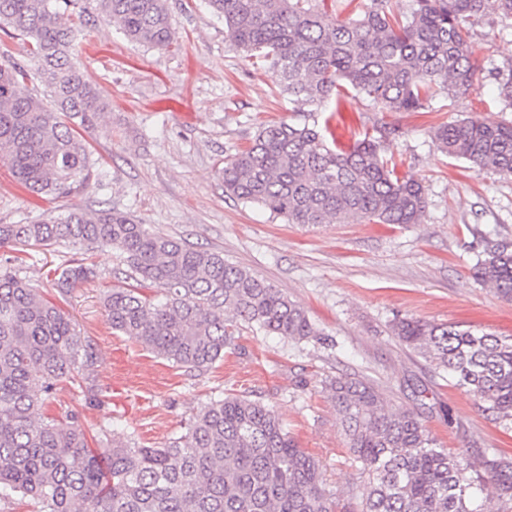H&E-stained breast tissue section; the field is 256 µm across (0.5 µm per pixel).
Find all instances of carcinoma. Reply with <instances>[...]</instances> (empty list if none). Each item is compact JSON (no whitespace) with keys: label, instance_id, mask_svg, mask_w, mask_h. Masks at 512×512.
Returning a JSON list of instances; mask_svg holds the SVG:
<instances>
[{"label":"carcinoma","instance_id":"obj_1","mask_svg":"<svg viewBox=\"0 0 512 512\" xmlns=\"http://www.w3.org/2000/svg\"><path fill=\"white\" fill-rule=\"evenodd\" d=\"M78 0H0V29L29 45V64H0V160L31 192L76 196L94 179L92 153L70 127L108 108L77 66L83 29L64 16ZM96 17L131 42L169 47L167 0H91ZM224 21V40L267 63L277 85L316 112L334 101H368L378 112H423L445 93L471 90L469 38L492 7L512 18V0H368L339 19L322 0H205ZM498 87L512 110V65ZM50 103L27 87L31 74ZM307 121L260 126L224 159V195L257 204L289 224H420L424 186L382 156L388 132L332 148ZM431 138L445 154L480 170L512 174V123L457 120ZM67 241L112 247L136 286L103 298L112 330L189 371H204L234 346L243 326L296 342L320 332L306 311L270 282L216 251L196 249L110 207L75 206L30 224H0V247ZM94 276L83 260L61 269L59 293ZM474 276L512 300V245L497 243ZM156 288L159 295L144 290ZM391 332L408 349L473 392L493 420L512 427V338L453 324L399 319ZM97 352L76 323L11 266L0 265V500L15 495L39 512H335L317 462L284 428L274 406L228 394L212 399L165 448L88 437L77 417L40 416L57 382L70 379L97 400ZM363 479L360 512H512V458L482 455L473 475L464 451L441 447L420 414L392 408L359 377L324 381ZM97 447L92 448L89 441Z\"/></svg>","mask_w":512,"mask_h":512}]
</instances>
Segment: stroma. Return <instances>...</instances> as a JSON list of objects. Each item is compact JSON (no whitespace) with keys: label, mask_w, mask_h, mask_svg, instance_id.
<instances>
[{"label":"stroma","mask_w":512,"mask_h":512,"mask_svg":"<svg viewBox=\"0 0 512 512\" xmlns=\"http://www.w3.org/2000/svg\"><path fill=\"white\" fill-rule=\"evenodd\" d=\"M176 40L157 50L133 44L116 26L86 24L78 62L109 103L80 127L106 190L40 198L0 164V224H28L47 213L99 204L226 260L272 283L301 305L320 340L294 342L241 328L233 348L206 371H187L156 357L110 328L103 295L128 286L117 251L87 253L67 243L17 250L21 274L76 320L98 351L99 401L60 382L51 415L77 414L89 434L107 429L118 440L161 448L185 430L197 408L228 394L272 404L299 447L319 463L339 505L358 508L362 483L336 411L321 381L358 374L413 407L440 445L467 449L479 466L485 450L512 457V430L495 423L478 399L433 369L391 333L398 318L473 327L512 336V301L473 275L494 243H512V175L480 171L441 153L433 126L462 119L511 121L498 98V68L512 60V19L489 14L471 37L474 90L437 96L425 112H379L352 100L335 127L349 148L374 127L393 133L385 158L422 181L427 213L420 224H289L264 208L225 196L219 171L226 156L248 145L266 122H300L265 63H253L224 40V24L203 0H167ZM87 256L96 272L60 296L56 271Z\"/></svg>","instance_id":"35a3bbf8"}]
</instances>
